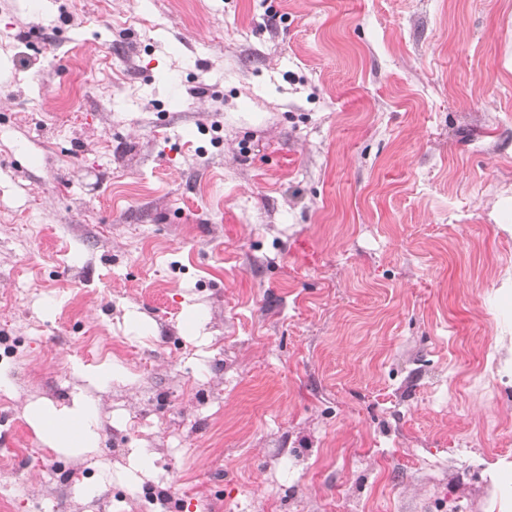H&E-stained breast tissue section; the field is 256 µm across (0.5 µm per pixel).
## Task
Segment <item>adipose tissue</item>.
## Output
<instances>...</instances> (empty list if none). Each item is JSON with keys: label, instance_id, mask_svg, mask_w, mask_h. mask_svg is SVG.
Instances as JSON below:
<instances>
[{"label": "adipose tissue", "instance_id": "ef3b65f1", "mask_svg": "<svg viewBox=\"0 0 512 512\" xmlns=\"http://www.w3.org/2000/svg\"><path fill=\"white\" fill-rule=\"evenodd\" d=\"M29 414L49 447L90 448L96 444L94 409L83 399H74L71 407L59 411L46 405L33 406Z\"/></svg>", "mask_w": 512, "mask_h": 512}]
</instances>
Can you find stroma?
I'll use <instances>...</instances> for the list:
<instances>
[{"label":"stroma","mask_w":512,"mask_h":512,"mask_svg":"<svg viewBox=\"0 0 512 512\" xmlns=\"http://www.w3.org/2000/svg\"><path fill=\"white\" fill-rule=\"evenodd\" d=\"M44 4L0 0V512H512V0ZM78 395L73 456L25 409Z\"/></svg>","instance_id":"35a3bbf8"}]
</instances>
